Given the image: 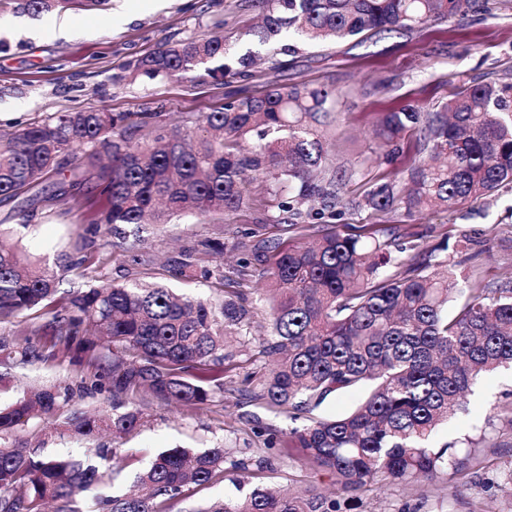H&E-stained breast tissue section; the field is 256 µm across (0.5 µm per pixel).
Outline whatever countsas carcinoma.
<instances>
[{
  "label": "carcinoma",
  "mask_w": 512,
  "mask_h": 512,
  "mask_svg": "<svg viewBox=\"0 0 512 512\" xmlns=\"http://www.w3.org/2000/svg\"><path fill=\"white\" fill-rule=\"evenodd\" d=\"M70 0H23L37 12ZM261 45L295 51L291 41L337 43L367 33L408 31L464 10L488 11L487 0H261ZM224 36L165 42L125 66L149 80L195 73L223 84L229 74L252 76L259 53L224 63ZM332 93L292 85L260 96L244 95L209 113L204 123L184 120L170 131L156 112H64L0 137V199L25 197L29 206L53 197L76 202L89 193L107 200L87 236L66 256V268L85 287L58 297L54 274L23 263L0 230V320L16 319L0 336V380L20 365L45 362L59 347L72 361L94 362L95 373L77 384L46 385L0 406V512H169L177 499L240 473L237 488L252 482L243 461L224 445L203 451L169 448L134 473L121 496L84 493L111 486L122 469L108 434L122 439L144 426L148 401L195 409L224 396V379L203 381L211 365L240 368L224 352L252 310L237 288L224 287L218 267L205 263L224 250L205 237L184 252L182 268L201 267L218 280L221 299L191 298L159 283H115L89 271L92 253L112 248V233L127 226L141 243L146 219L160 224L185 214L202 218L251 208L247 181L261 176L289 214L291 230L306 235L308 216L322 224L340 219L346 175L324 154L319 131L331 123ZM416 135L417 157L402 185H376L367 208L400 209L408 216L448 211L512 186V81L464 85L433 112L408 107L381 117L377 137L384 155ZM400 224L354 233L334 229L312 243L269 239L233 243L247 268L264 264L273 295L265 314L269 334L256 354L273 362L251 399L269 412L308 423L275 440L351 491L368 483L452 479L481 454L431 444V435L457 415L477 379L512 365V286L478 280L460 287L455 270L434 251L412 241ZM366 392L351 413L314 417L329 396ZM106 395L108 406L75 408ZM57 422L54 436L90 443L84 457L48 455L20 434L37 418ZM197 512H338L336 500L307 492L284 495L260 483L246 493L211 499Z\"/></svg>",
  "instance_id": "obj_1"
}]
</instances>
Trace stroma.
<instances>
[{
  "label": "stroma",
  "mask_w": 512,
  "mask_h": 512,
  "mask_svg": "<svg viewBox=\"0 0 512 512\" xmlns=\"http://www.w3.org/2000/svg\"><path fill=\"white\" fill-rule=\"evenodd\" d=\"M490 13L456 15L411 32L375 35L340 44H299L297 53L261 50L250 78L226 77L223 84L201 82L187 74L162 81L124 77L121 67L157 49L165 41L223 31L231 53L251 47V29L259 20L257 0H103L88 7L63 8L70 21L65 37L26 30H0V132L19 129L56 112L103 108L109 112H157L168 127L183 117L203 121L230 95L255 94L270 87L307 84L332 91L336 120L323 139L337 167L350 179L346 196L353 205L344 223L415 225L420 244L442 246L461 276H479L502 284L512 280V190L467 204L454 211H427L406 217L400 211L376 212L361 201L375 184L401 180L408 158L376 160L373 130L386 112L411 105L430 112L447 101L460 81H495L512 74V0H491ZM131 11L128 23H115L117 13ZM252 209L220 218L189 216L151 231L148 267L133 265L126 243L93 254L90 265L117 283L148 278L191 297L217 298L215 280L201 273L179 272L184 250L206 237L232 245L242 231L256 237L289 241L286 213L276 207L265 182L248 187ZM98 207L47 200L23 215L21 203L0 201V227L12 230L11 242L23 258L59 275L60 293L76 289L81 279L66 270L63 255L81 235ZM32 223L24 230L22 220ZM90 364L69 357L17 368L0 383V403L23 396L35 384H64L93 374ZM233 390L223 401L193 410L153 405L145 426L124 439L117 464L148 461L176 446L205 449L223 442L229 456L261 467V481L281 492L330 490L328 478L288 457L275 446L276 437L292 427L287 414H274L248 403L239 391L243 373H232ZM485 435L486 449L473 477L441 478L411 486L386 483L338 493L342 512H512V491L502 473L512 468V367L483 374L466 394L463 408L434 436L450 443L465 436Z\"/></svg>",
  "instance_id": "obj_1"
}]
</instances>
